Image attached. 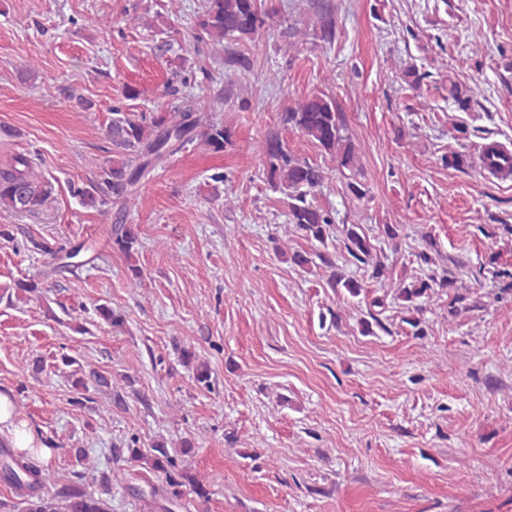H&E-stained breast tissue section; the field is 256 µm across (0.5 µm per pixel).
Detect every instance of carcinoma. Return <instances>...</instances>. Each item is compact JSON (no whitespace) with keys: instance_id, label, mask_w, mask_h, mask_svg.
Returning <instances> with one entry per match:
<instances>
[{"instance_id":"obj_1","label":"carcinoma","mask_w":512,"mask_h":512,"mask_svg":"<svg viewBox=\"0 0 512 512\" xmlns=\"http://www.w3.org/2000/svg\"><path fill=\"white\" fill-rule=\"evenodd\" d=\"M268 13L262 11L261 0H203L197 31L187 39L180 64L187 57L199 53L200 44L224 47V64L237 68L245 76L252 71L250 57L234 49L243 42L255 40L266 24ZM474 89L457 82L450 85L449 94L458 108L470 106ZM205 102L186 106L179 112H127L119 106L112 107V117L106 127V135L112 141V157L100 167L98 179L71 186L72 195L82 207L100 211L112 202L120 204L111 229L112 248L123 254L127 261L131 283L141 282L144 271L139 264V234L137 226L124 223L127 209L137 200L140 181L150 169L175 154L185 145L196 140L214 152H221L231 143L232 133L224 121L202 115ZM287 128L301 134L329 155L337 166L352 170L358 162V153L349 134L336 100L326 94L312 95L282 113ZM259 151L264 157L266 180L270 187L285 195L288 223L300 231L308 241L327 246L332 238L334 218L315 205L312 197L330 179L329 170L322 165L302 159L288 148L286 140L277 133L268 135ZM52 193L48 179L36 171L33 161L24 154L11 158L0 169V210L12 213L35 214L47 203ZM344 248L351 262L366 267L369 278L385 276L384 263L374 255L375 248L358 224L343 226ZM33 248L45 254L58 256L64 266L76 267L75 258L85 250L82 243L73 245L66 252L50 243L33 242ZM294 266L305 270L321 263L331 270L328 284L342 288L351 298L361 295L363 282L336 270V260L328 252L314 254L295 251L288 255ZM455 280L448 270L406 278L397 283L391 296L372 299L369 318L360 320L361 332L374 334V328L384 324L373 308L386 309L387 299L400 305L407 316L401 321L413 329V335L423 336V321L419 301H425L446 288L454 287ZM15 293L28 297L41 296V281L32 278L15 281ZM183 364L192 369L193 381L210 386L211 375L206 366L195 363V353L181 350ZM126 461L139 464L158 479L152 487V495L166 500L181 496L182 488L192 489L198 496L206 497L207 481L204 476L191 471L171 455L166 443L156 441L148 449L138 446L137 438L127 444ZM74 457L81 471L77 479L64 486L55 495L44 494L40 488L56 484V472L49 465L37 466L22 453L5 446L0 448V481L8 485L20 497L22 512H110L107 500L112 492V471L99 467L96 460L81 448L74 449ZM98 482L100 491L93 493L85 487L84 478Z\"/></svg>"}]
</instances>
